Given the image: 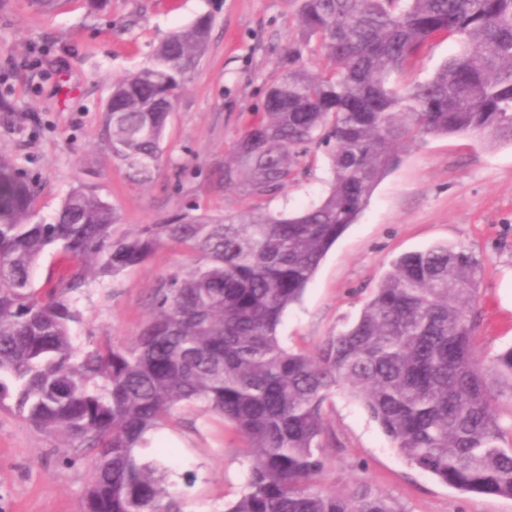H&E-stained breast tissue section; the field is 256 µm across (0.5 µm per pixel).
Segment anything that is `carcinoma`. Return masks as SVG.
<instances>
[{
	"label": "carcinoma",
	"instance_id": "obj_1",
	"mask_svg": "<svg viewBox=\"0 0 512 512\" xmlns=\"http://www.w3.org/2000/svg\"><path fill=\"white\" fill-rule=\"evenodd\" d=\"M291 2L297 39L218 187L259 201L322 147L331 180L310 206L184 215L117 235L115 208L81 188L45 220L38 186L0 157V406L92 456L84 512H180L167 467L143 449L183 406L222 418L244 441V490L224 512H404L366 485L348 495L319 485L323 406L338 390L418 469L512 498V422L498 411L512 403V346L488 361L477 350L483 263L470 250L436 245L396 258L357 319L311 353L278 334L401 146L438 135L512 144V0ZM212 26L204 13L170 32L148 65L112 88V153L143 181ZM437 38L458 41L457 55L429 80L396 87ZM312 42L327 60L322 72L306 67ZM167 242L193 265L157 282L137 336L76 345L77 297ZM50 249L74 264L41 293L32 274Z\"/></svg>",
	"mask_w": 512,
	"mask_h": 512
}]
</instances>
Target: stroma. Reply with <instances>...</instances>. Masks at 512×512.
Listing matches in <instances>:
<instances>
[{
    "label": "stroma",
    "instance_id": "1",
    "mask_svg": "<svg viewBox=\"0 0 512 512\" xmlns=\"http://www.w3.org/2000/svg\"><path fill=\"white\" fill-rule=\"evenodd\" d=\"M207 12L215 22L206 52L170 116L161 161L149 183H139L102 136L112 85L145 66L169 32ZM293 32L290 0H112L103 12L66 0L51 14L30 0H0V94L7 99L0 155L38 180L37 209L48 220L77 187L118 211L120 233L165 223L193 205L209 215L237 212L248 199L215 189V177L260 112ZM457 49L434 41L397 83L428 79ZM305 169L262 200L261 211L318 200L328 176L323 153L308 155ZM438 243L464 246L483 261L480 355L488 360L512 346V145L466 136L430 137L402 152L286 313L283 343L313 350L358 317L390 261ZM190 263L169 243L118 279L94 284L77 301L75 343L128 342L148 316L158 280ZM323 411L324 489L347 494L364 484L404 512H512V499L458 491L411 465L360 403L339 393ZM149 452L168 465L182 512H224L244 488V443L219 418L178 409ZM90 480V458L74 456L63 435L0 410V512H82Z\"/></svg>",
    "mask_w": 512,
    "mask_h": 512
}]
</instances>
